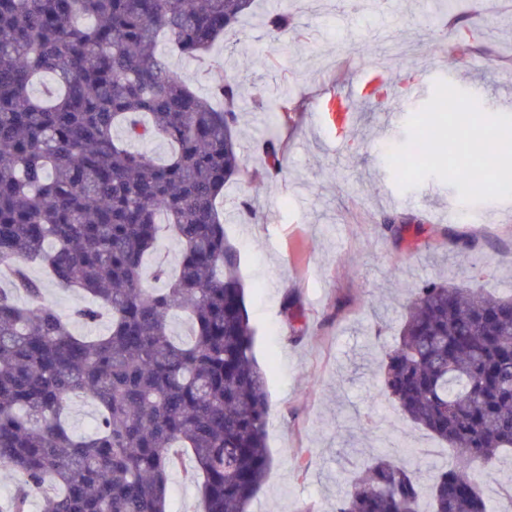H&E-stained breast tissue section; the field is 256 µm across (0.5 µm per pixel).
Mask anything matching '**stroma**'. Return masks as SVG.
Wrapping results in <instances>:
<instances>
[{"label": "stroma", "mask_w": 512, "mask_h": 512, "mask_svg": "<svg viewBox=\"0 0 512 512\" xmlns=\"http://www.w3.org/2000/svg\"><path fill=\"white\" fill-rule=\"evenodd\" d=\"M438 0H256L252 13L211 50L213 64L169 51L199 92L233 77L240 86L241 149L250 178L224 190V224L240 255L254 353L272 404L267 445L273 459L249 512H336L358 473L384 455L428 485L450 466L447 445L379 395L381 361L422 281L463 283L512 296V219L440 221L460 203L436 177L400 189L386 160L407 139L405 123L429 100L436 80L455 82L489 114L512 115V0H463L440 16ZM292 18L281 50L267 18ZM479 31L459 51V28ZM486 59L476 67V59ZM383 84L381 96L369 95ZM348 105L336 110L338 101ZM287 105L291 123L279 119ZM276 134L284 162L267 174L257 148ZM249 200L263 219L251 221ZM401 233L386 230L388 220ZM476 241L463 248L464 239ZM295 294L306 332L292 338L282 312ZM470 476L496 512L508 502L512 458Z\"/></svg>", "instance_id": "stroma-1"}]
</instances>
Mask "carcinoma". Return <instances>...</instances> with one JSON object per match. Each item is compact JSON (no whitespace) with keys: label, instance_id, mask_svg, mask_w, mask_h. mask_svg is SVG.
Segmentation results:
<instances>
[{"label":"carcinoma","instance_id":"cac0c4a2","mask_svg":"<svg viewBox=\"0 0 512 512\" xmlns=\"http://www.w3.org/2000/svg\"><path fill=\"white\" fill-rule=\"evenodd\" d=\"M255 0H0V469L22 480L0 512H170L171 476L191 457L202 512H247L272 465L265 372L224 232V187L248 175L241 91L232 78L200 93L159 47L206 56ZM290 17L267 27L279 36ZM57 90L36 98L33 81ZM160 141L159 161L131 147ZM266 168H281L276 137ZM177 268L145 261L163 232ZM77 288L93 304L64 314L30 276ZM293 337L304 309L283 301ZM182 312L186 340L172 334ZM108 320L99 336L76 321ZM379 392L452 448L429 512H490L469 467L512 452V298L426 280L415 289ZM91 400L90 436L67 426L70 403ZM415 471L376 458L336 512H421Z\"/></svg>","mask_w":512,"mask_h":512}]
</instances>
